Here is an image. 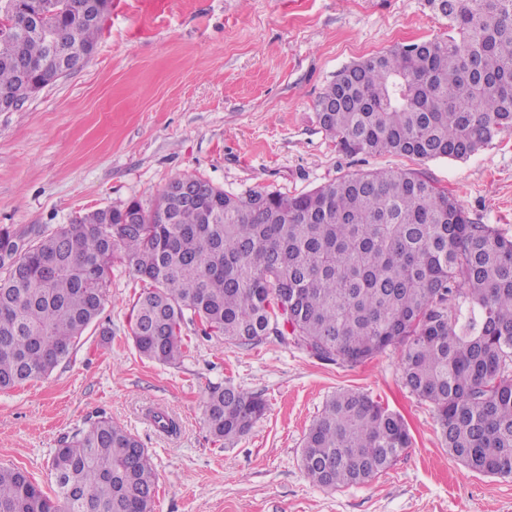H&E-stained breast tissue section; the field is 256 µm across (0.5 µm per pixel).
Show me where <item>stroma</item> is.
<instances>
[{"label": "stroma", "instance_id": "stroma-1", "mask_svg": "<svg viewBox=\"0 0 512 512\" xmlns=\"http://www.w3.org/2000/svg\"><path fill=\"white\" fill-rule=\"evenodd\" d=\"M447 31L424 0H112L90 61L19 111L0 112V227L20 235L133 200L149 207L182 175L232 194L295 195L346 174L403 170L512 239V129L467 160L421 161L344 155L317 119V99L344 67ZM139 291L114 263L100 322L69 360L0 391V465L49 487L59 439L103 413L148 449L154 512H512V477L471 471L449 454L433 405L403 386L397 351L350 367L273 338L199 337L181 363L161 365L130 336ZM225 384L267 405L230 445L203 418L209 389ZM343 388L400 414L412 445L369 482L328 490L305 478L300 449ZM157 409L177 432L154 426Z\"/></svg>", "mask_w": 512, "mask_h": 512}]
</instances>
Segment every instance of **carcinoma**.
Listing matches in <instances>:
<instances>
[{
  "label": "carcinoma",
  "mask_w": 512,
  "mask_h": 512,
  "mask_svg": "<svg viewBox=\"0 0 512 512\" xmlns=\"http://www.w3.org/2000/svg\"><path fill=\"white\" fill-rule=\"evenodd\" d=\"M20 2L39 0H0V92L19 90L23 74L56 81L58 53L95 50L101 31L79 0H54L44 17L53 48L7 25ZM425 4L448 21L446 36L346 66L317 100L345 154L461 161L512 128V0ZM116 259L141 283L131 337L146 359L179 363L198 325L230 345L273 336L347 365L394 348L404 386L435 407L448 452L473 471L512 476V239L473 223L428 179L368 171L288 196L235 195L183 175L151 209L102 208L26 240L0 228V390L70 358L103 310ZM265 409L256 394L218 386L205 420L231 443ZM150 417L177 430L165 412ZM411 444L400 415L347 389L308 429L301 467L335 490L370 481ZM51 475L50 495L0 466V512H153L148 449L103 414L60 438Z\"/></svg>",
  "instance_id": "carcinoma-1"
}]
</instances>
